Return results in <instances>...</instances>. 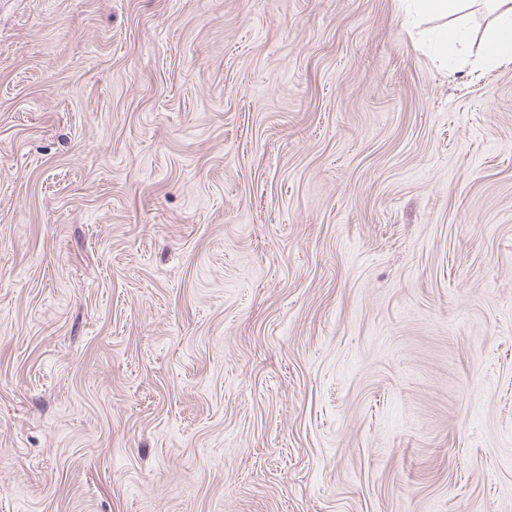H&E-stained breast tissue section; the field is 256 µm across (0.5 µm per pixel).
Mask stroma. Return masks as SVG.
<instances>
[{
  "label": "stroma",
  "instance_id": "obj_1",
  "mask_svg": "<svg viewBox=\"0 0 512 512\" xmlns=\"http://www.w3.org/2000/svg\"><path fill=\"white\" fill-rule=\"evenodd\" d=\"M491 19L0 0V512H512Z\"/></svg>",
  "mask_w": 512,
  "mask_h": 512
}]
</instances>
